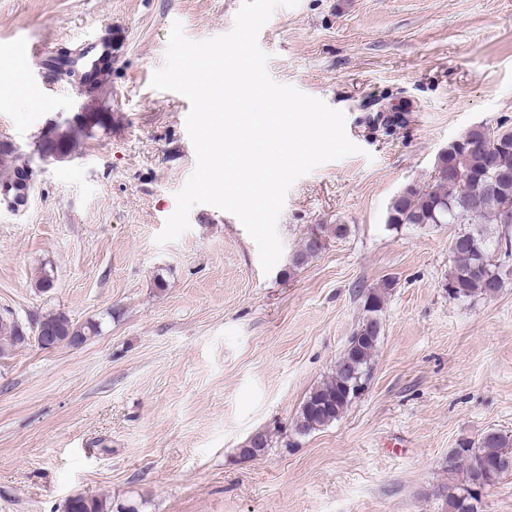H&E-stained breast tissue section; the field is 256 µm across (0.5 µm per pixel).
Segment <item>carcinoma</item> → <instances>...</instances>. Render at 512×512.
Here are the masks:
<instances>
[{
	"label": "carcinoma",
	"mask_w": 512,
	"mask_h": 512,
	"mask_svg": "<svg viewBox=\"0 0 512 512\" xmlns=\"http://www.w3.org/2000/svg\"><path fill=\"white\" fill-rule=\"evenodd\" d=\"M86 130L79 121L48 124L37 136V152L63 160L71 155L77 138ZM494 177L502 183L504 195L478 192ZM506 196L512 199V131L499 133L476 126L438 154L430 181L422 186H407L390 202L386 223L394 227L401 224L472 225L457 233L450 243L451 266L446 292L449 298L461 301L493 296L504 286V273L493 261V251L500 244H512V238L507 234L494 238L484 225L507 227L512 224V214L503 211ZM322 243V235L311 233L295 255L294 265L299 266L321 252ZM382 303L380 292L371 291L364 296L369 324H379L377 313L381 312ZM40 322L50 335L81 344L98 335L100 328L94 321L77 324L62 312L48 313ZM0 335L11 346L23 345L28 339L15 320L2 315ZM380 335L381 332L375 331L367 339L363 324H358L337 359L334 372L315 386L300 406L293 421L296 434L306 436L331 425L362 394L371 379ZM268 447L267 434L255 432L246 440L242 455L251 456V448L264 453ZM448 455H464L470 460L467 466L448 467V472L464 477L462 486L448 493V512H480L481 498L471 493V486L475 481V466L483 462L484 457L495 458L497 467L485 472L481 487H489L502 477L512 475V435L499 430L491 429L475 442L464 440L450 449ZM63 512L112 510L104 498L77 494L66 500Z\"/></svg>",
	"instance_id": "cac0c4a2"
}]
</instances>
